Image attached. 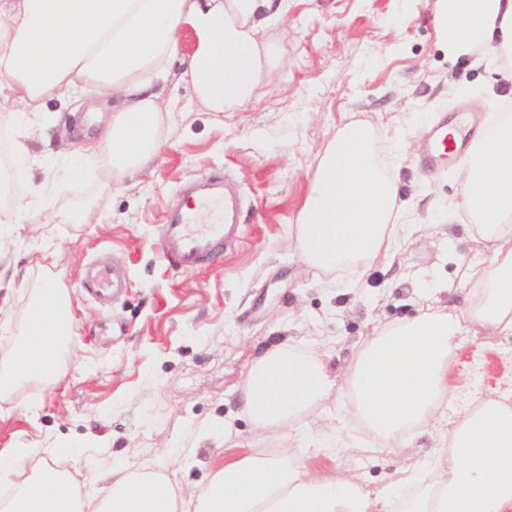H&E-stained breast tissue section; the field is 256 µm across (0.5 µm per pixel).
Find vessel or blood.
I'll return each mask as SVG.
<instances>
[{
    "instance_id": "1",
    "label": "vessel or blood",
    "mask_w": 512,
    "mask_h": 512,
    "mask_svg": "<svg viewBox=\"0 0 512 512\" xmlns=\"http://www.w3.org/2000/svg\"><path fill=\"white\" fill-rule=\"evenodd\" d=\"M450 119H441L424 144L418 163L442 171L449 160L465 155L468 137L449 136ZM238 197L227 191L223 179L209 177L187 186L165 216L159 249L171 269L188 272L216 259L223 247L242 235Z\"/></svg>"
}]
</instances>
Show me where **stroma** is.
<instances>
[{
    "instance_id": "obj_1",
    "label": "stroma",
    "mask_w": 512,
    "mask_h": 512,
    "mask_svg": "<svg viewBox=\"0 0 512 512\" xmlns=\"http://www.w3.org/2000/svg\"><path fill=\"white\" fill-rule=\"evenodd\" d=\"M439 0H288L284 22L266 38L273 63L257 93L232 112H209L190 87L157 154L121 189L106 186L86 158L79 193L53 203L57 224L34 206L22 210L12 238L0 241V322L19 320L29 289L14 270L38 278L40 244L51 237L54 274L74 307L76 334L56 384L17 389L0 414V448L52 446L59 466L84 496L98 493L89 471L122 459L135 468H166L184 497L196 495L226 444L282 446V429L256 432L240 395L258 357L289 342L317 350L331 387L312 430L333 424L341 445L308 449L310 469L342 464L369 489H382L402 466L434 446L429 435L406 448L371 451V435L348 419L340 387L361 342L375 329L415 316L425 283H440L433 304L462 305L458 256L478 244L459 208L460 162L442 173L418 165L420 143L440 113L467 104L491 124L512 102V61L481 52L449 59L436 18ZM65 124L52 152L95 145L112 118L93 95L46 99ZM374 132L373 148L399 189L397 204L419 230L396 259L378 258L361 278L313 275L302 262L296 224L319 160L348 125ZM219 175L242 197L243 235L216 263L191 273L168 267L157 230L188 181ZM91 211L85 224L73 213ZM93 265H116L125 293L102 306L85 291ZM454 378L461 398L512 387V335L466 333L456 340ZM230 439L206 436L220 421Z\"/></svg>"
}]
</instances>
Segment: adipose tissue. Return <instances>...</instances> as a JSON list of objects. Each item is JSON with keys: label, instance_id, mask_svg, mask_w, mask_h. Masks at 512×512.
Masks as SVG:
<instances>
[{"label": "adipose tissue", "instance_id": "obj_1", "mask_svg": "<svg viewBox=\"0 0 512 512\" xmlns=\"http://www.w3.org/2000/svg\"><path fill=\"white\" fill-rule=\"evenodd\" d=\"M437 18L449 54L481 44L512 60V0H440ZM288 12V0H0V102L10 113L12 166L30 154L27 132L42 140L60 120L44 100L83 96L95 88L113 98L112 120L97 148L113 182L142 170L155 156L182 84L213 112L248 102L271 56L265 33ZM193 38L188 63L174 70L179 36ZM371 129L348 126L325 150L300 211L297 240L304 263L322 273H363L398 237L397 185L382 171ZM59 182L33 185L24 175L6 186L9 206L0 224H12L39 195L49 204L79 189L83 159L62 157ZM466 230L482 251L460 256L459 285L467 306L456 313L427 309L385 327L358 349L345 375L349 412L392 448L426 424L436 426L440 452L422 473L404 474L397 489L375 492L343 468L311 470L296 450L308 443L302 421L329 390L319 353L279 344L252 367L244 407L258 429L285 427L288 450L229 453L213 465L195 497L194 512H512V405L478 396L456 414L448 408L455 341L479 327L512 335V114L500 113L476 139L459 173ZM42 277L33 283L15 346L0 356V400L25 381L53 382L76 318L52 275L59 254L42 251ZM92 481L109 483L94 512H180V497L158 471L116 464ZM0 484L9 487L0 512H85L69 475L53 456L28 466L25 449L0 451Z\"/></svg>", "mask_w": 512, "mask_h": 512}]
</instances>
